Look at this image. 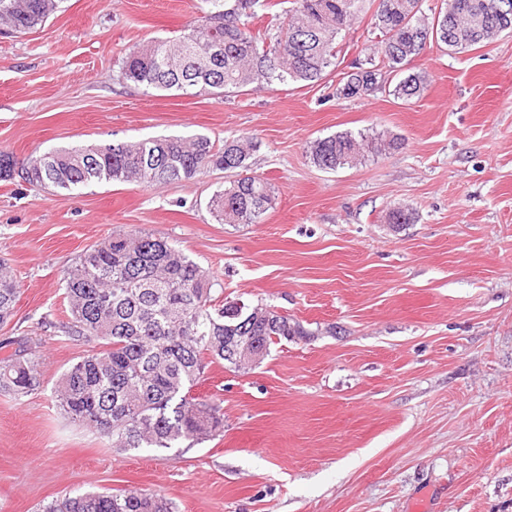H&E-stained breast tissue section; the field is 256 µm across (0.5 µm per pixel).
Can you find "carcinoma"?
<instances>
[{"mask_svg":"<svg viewBox=\"0 0 512 512\" xmlns=\"http://www.w3.org/2000/svg\"><path fill=\"white\" fill-rule=\"evenodd\" d=\"M193 25L176 37L148 41L122 59L121 77L144 90L227 95L273 83L318 82L336 65L337 41L361 16L379 35L336 88V97L360 99L382 88L384 75L399 77L391 95L410 100L424 81L407 65L427 46L448 51L481 46L512 33V0H204ZM63 0H0V25L24 34L45 23ZM270 14L255 24L257 8ZM224 45L220 60L212 45ZM257 144L232 138L219 145L202 135L161 136L134 142L78 143L18 158L0 151V177L12 170L34 187L63 199L94 183L153 187L196 179L212 169L246 172ZM401 147L396 137L351 131L318 138L308 146L315 167L335 172L356 165L365 153ZM266 180L238 176L216 190L209 207L222 224H259L272 206ZM71 323L67 333L96 340L100 348L70 365L55 389L62 414L92 427L114 448H176L224 432L220 404L193 395L209 362L236 371L246 367L224 349L247 340L270 353L273 345L309 335L303 325L270 308L255 306L230 318L214 303L213 283L179 248L141 230L104 237L78 256L63 275ZM14 276L0 262V324L19 298ZM0 345V389L20 400L42 387L38 361ZM44 512H174L168 499L144 490L92 492L57 498Z\"/></svg>","mask_w":512,"mask_h":512,"instance_id":"carcinoma-1","label":"carcinoma"}]
</instances>
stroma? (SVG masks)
Listing matches in <instances>:
<instances>
[{"label":"stroma","instance_id":"obj_1","mask_svg":"<svg viewBox=\"0 0 512 512\" xmlns=\"http://www.w3.org/2000/svg\"><path fill=\"white\" fill-rule=\"evenodd\" d=\"M203 0H64L44 26L0 34V151L24 158L79 142L249 137L275 199L263 221H216L230 180L101 183L65 200L0 180V260L21 294L0 341L42 361L40 390L0 391V512L63 496L151 490L176 512H512V37L463 53L430 46L410 69L420 97L336 85L372 37L356 21L316 83L231 97L144 91L125 53L183 32ZM401 139L334 173L317 138ZM415 221L388 223L391 209ZM167 240L220 300L300 321L305 339L258 366L206 368L194 393L219 401L224 432L171 449L123 450L61 415L53 391L93 343L68 337L62 278L110 234Z\"/></svg>","mask_w":512,"mask_h":512}]
</instances>
